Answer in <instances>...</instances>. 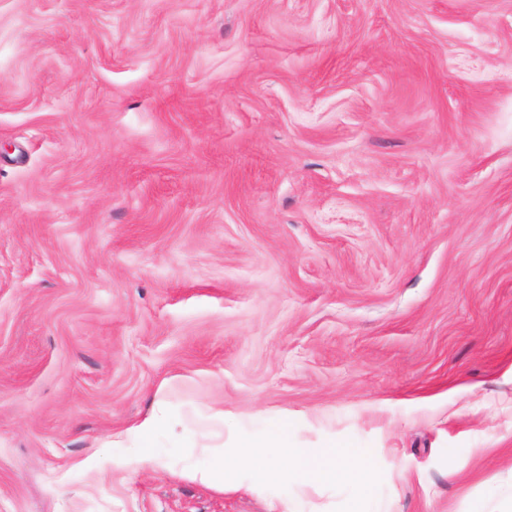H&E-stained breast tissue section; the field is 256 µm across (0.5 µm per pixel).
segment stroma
I'll return each mask as SVG.
<instances>
[{"instance_id": "stroma-1", "label": "stroma", "mask_w": 512, "mask_h": 512, "mask_svg": "<svg viewBox=\"0 0 512 512\" xmlns=\"http://www.w3.org/2000/svg\"><path fill=\"white\" fill-rule=\"evenodd\" d=\"M358 507L512 512V0H0V512ZM170 428H173V426L168 419L166 406L163 402H160L154 412L144 417L130 429V433L137 438L140 447L145 448L141 457L142 462L152 461L148 448L151 447L152 441L158 432ZM210 439L211 463L207 468L194 474L201 482L224 487L226 472L242 465L252 467L260 481H275L281 470L271 466L283 457L296 469L301 479L316 477L331 484H347L361 491L368 479L365 454L355 452L354 466H344L341 457L321 455L307 448H300L288 442V433L281 429L271 431L259 438L243 440L234 436L224 438V432L214 430Z\"/></svg>"}]
</instances>
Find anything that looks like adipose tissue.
<instances>
[{
  "label": "adipose tissue",
  "instance_id": "ef3b65f1",
  "mask_svg": "<svg viewBox=\"0 0 512 512\" xmlns=\"http://www.w3.org/2000/svg\"><path fill=\"white\" fill-rule=\"evenodd\" d=\"M210 438L211 463L196 472L197 478L206 484L223 485L227 472L239 465L252 467L259 480H278L280 471L274 468L273 463L281 458L288 459L303 479L316 477L327 483L346 484L358 490L364 487L368 479L363 452H356V465L347 467L336 455L325 456L292 445L287 432L282 429L251 440L227 437L217 429Z\"/></svg>",
  "mask_w": 512,
  "mask_h": 512
}]
</instances>
